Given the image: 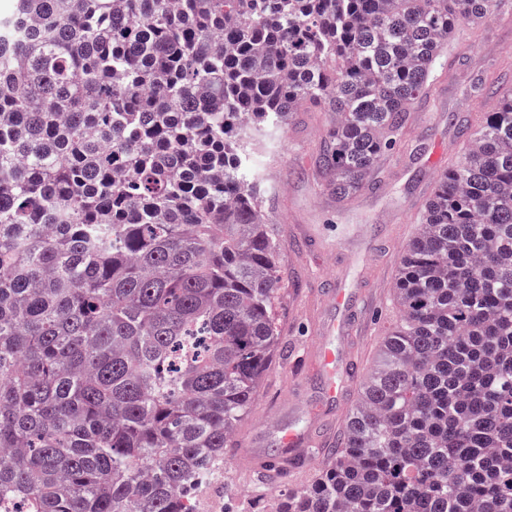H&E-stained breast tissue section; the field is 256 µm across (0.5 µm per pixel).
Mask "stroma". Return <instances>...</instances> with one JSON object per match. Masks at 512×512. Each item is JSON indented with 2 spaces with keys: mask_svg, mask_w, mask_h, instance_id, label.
Returning <instances> with one entry per match:
<instances>
[{
  "mask_svg": "<svg viewBox=\"0 0 512 512\" xmlns=\"http://www.w3.org/2000/svg\"><path fill=\"white\" fill-rule=\"evenodd\" d=\"M465 58L441 77L411 112L399 149L385 155L376 179L349 204L322 187L316 168L327 112H302L268 128L250 157L248 178L280 243L283 286L275 304L280 345L239 423L237 445L224 456V475L198 494L201 512H276L283 494L311 482L323 456L291 469L277 489L257 487L254 474L278 442L279 426L309 429L307 408L321 407V440L337 441L359 393L324 404L323 379L313 372L324 340L325 296L333 285L352 291L358 324L342 346L360 374L374 366L379 347L398 318L393 287L405 246L418 231L416 216L440 172L457 160L460 130L477 125L487 107L481 81L512 75V27L490 19L463 33ZM467 111H460L461 101ZM445 147L430 162L434 147Z\"/></svg>",
  "mask_w": 512,
  "mask_h": 512,
  "instance_id": "1",
  "label": "stroma"
}]
</instances>
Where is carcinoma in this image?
Masks as SVG:
<instances>
[{"mask_svg":"<svg viewBox=\"0 0 512 512\" xmlns=\"http://www.w3.org/2000/svg\"><path fill=\"white\" fill-rule=\"evenodd\" d=\"M0 17V503L198 512L279 338L245 150L320 110L350 201L501 0H13ZM438 175L399 318L278 512H512V96ZM276 454L257 473L282 482Z\"/></svg>","mask_w":512,"mask_h":512,"instance_id":"1","label":"carcinoma"}]
</instances>
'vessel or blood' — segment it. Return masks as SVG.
Wrapping results in <instances>:
<instances>
[{"instance_id": "vessel-or-blood-1", "label": "vessel or blood", "mask_w": 512, "mask_h": 512, "mask_svg": "<svg viewBox=\"0 0 512 512\" xmlns=\"http://www.w3.org/2000/svg\"><path fill=\"white\" fill-rule=\"evenodd\" d=\"M328 305L333 311V316L324 329L328 340L322 344L315 366L324 378V396L328 402L332 403L341 400L347 393V387L342 380L346 370L344 358L337 351L334 341L336 338L352 334L355 314L345 289L330 290ZM282 444L295 460L301 461L308 456L312 438L305 431L287 430L282 435Z\"/></svg>"}]
</instances>
